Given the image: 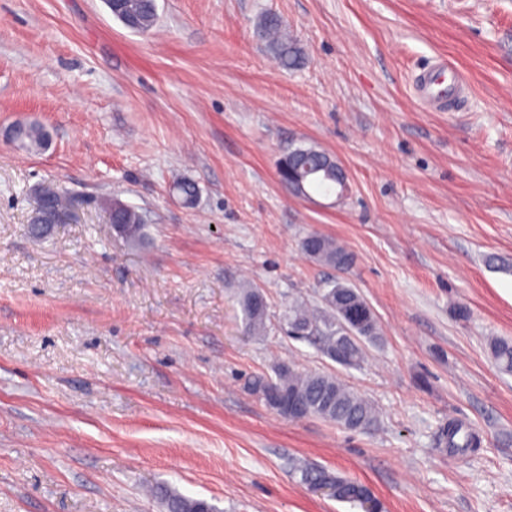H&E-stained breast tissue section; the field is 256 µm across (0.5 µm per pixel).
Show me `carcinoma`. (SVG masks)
Returning <instances> with one entry per match:
<instances>
[{"mask_svg":"<svg viewBox=\"0 0 512 512\" xmlns=\"http://www.w3.org/2000/svg\"><path fill=\"white\" fill-rule=\"evenodd\" d=\"M112 15L133 32L147 33L156 25L155 0H119L114 5L107 3ZM260 37L270 45L276 64L286 70H294L302 64V52L297 43L283 32L281 19L274 14L265 15L260 22ZM17 138L24 145L41 148L48 143L49 136L44 126L38 123H22ZM285 167L293 168V177H283V182L303 180L305 190L329 196L341 187L336 173L341 167L329 153L315 145H298L288 150L282 159ZM173 192L188 208L195 206L198 197L196 184L180 178L172 184ZM112 223L121 225L116 236L129 245H140L147 238L145 216L132 205L118 198L108 204ZM74 209V202L60 194L54 187L40 190L39 208L32 223L42 224L46 211L67 214ZM301 252L310 260L334 267L341 271L351 268L354 258L345 245L335 238L313 232L299 242ZM356 300H363L356 288L343 281H331L321 289L318 302L309 305L295 300L288 304L283 315L286 334L295 340L314 342L318 349L331 360L346 366L360 365L365 358L364 343H375L380 339V328L373 311H368L359 340L352 341L345 330V311ZM237 302L242 313L244 335L262 337L269 330L268 302L261 286L247 282L239 286ZM492 357L505 371L512 372V341L493 338L490 341ZM248 389L265 397L278 392L300 403L296 419L317 417L333 422L351 431H366L378 423L371 402L357 395L339 378L321 372L297 369L292 364L279 363L273 374H260L248 381ZM445 446L453 454H463L473 446L472 433L451 424L442 433ZM301 479L312 485H325L333 489V497L340 502L358 503L372 496L364 484L334 476L319 468H304ZM155 496L164 505L166 512H198L205 507L210 512L215 508L205 499L186 497L167 486L154 488Z\"/></svg>","mask_w":512,"mask_h":512,"instance_id":"obj_1","label":"carcinoma"}]
</instances>
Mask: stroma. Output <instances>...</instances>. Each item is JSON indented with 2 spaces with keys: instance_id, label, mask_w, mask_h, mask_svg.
<instances>
[{
  "instance_id": "1",
  "label": "stroma",
  "mask_w": 512,
  "mask_h": 512,
  "mask_svg": "<svg viewBox=\"0 0 512 512\" xmlns=\"http://www.w3.org/2000/svg\"><path fill=\"white\" fill-rule=\"evenodd\" d=\"M136 34L104 0H0V512H164L165 484L217 512H363L302 483L319 467L378 512H512V0H156ZM279 16L304 51L277 66ZM442 59L467 86L417 97ZM42 124L45 149L12 139ZM313 144L348 175L341 200L297 195L278 162ZM194 181V208L170 186ZM78 201L46 239L36 190ZM147 219L112 234L101 200ZM347 244L348 280L381 326L342 368L277 321L335 269L299 249ZM259 284L269 335L240 331ZM282 361L340 373L376 430L279 416L244 387ZM468 426L466 455L439 440ZM281 19L274 14L265 15L260 22V37L270 45L276 64L286 70L302 64V52L297 43L283 32ZM112 228L116 236L129 245H141L147 238L145 216L132 205L118 198H112L108 204ZM114 224H124L114 229Z\"/></svg>"
}]
</instances>
